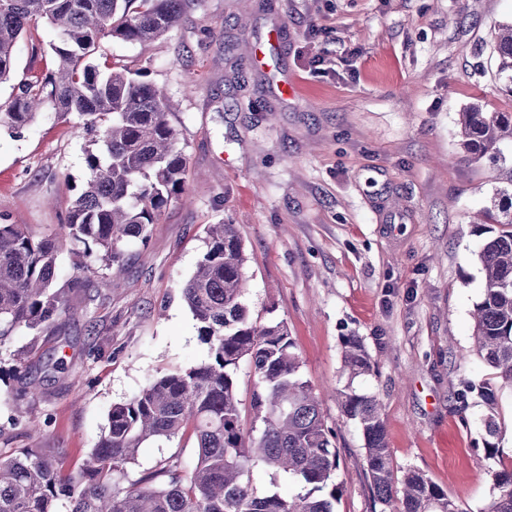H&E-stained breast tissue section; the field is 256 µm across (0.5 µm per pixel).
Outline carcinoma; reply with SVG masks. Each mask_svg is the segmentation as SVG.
I'll return each instance as SVG.
<instances>
[{
	"label": "carcinoma",
	"instance_id": "1",
	"mask_svg": "<svg viewBox=\"0 0 512 512\" xmlns=\"http://www.w3.org/2000/svg\"><path fill=\"white\" fill-rule=\"evenodd\" d=\"M187 0H0V84L11 79L14 49L41 24L60 35L51 46L58 59L49 76L19 82L0 112V127L19 130L46 102L58 114L87 118L96 132L86 151L82 193L59 231L35 237L24 224L0 223V344L20 328L51 332L72 317L68 292L78 278L58 285L64 242L78 247L79 269L107 271L118 286L124 246L144 242L150 226L184 182L187 158L178 146L165 93L137 74L95 62L98 40L112 37L145 43L168 32ZM499 74L512 84V26L497 33ZM466 156H499L512 146V114L470 107L459 113ZM507 188L494 193L483 223L509 229L489 238L478 257L483 295L475 308L478 352L492 379L512 386V168ZM246 255L233 224H210L206 250L181 293L197 322L208 358L184 371L151 380L132 399L112 406L108 424L80 479L66 473L60 448H25L0 456V512H335L340 467L333 433L320 401L299 373L300 362L284 322L253 321L246 304ZM247 361L257 382L251 397L253 422H241L235 373ZM344 368L352 376L375 362L356 336L343 341ZM341 409L363 434L367 476L375 498L398 499V512H465L429 478L410 471L395 475L375 395L345 389ZM197 439V462L183 474L175 457L126 488L127 465L150 438L186 432ZM265 470L271 483L286 477L307 487L285 498L260 494L251 473ZM495 495L482 512H512V464L492 473Z\"/></svg>",
	"mask_w": 512,
	"mask_h": 512
}]
</instances>
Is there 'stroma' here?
<instances>
[{
    "label": "stroma",
    "mask_w": 512,
    "mask_h": 512,
    "mask_svg": "<svg viewBox=\"0 0 512 512\" xmlns=\"http://www.w3.org/2000/svg\"><path fill=\"white\" fill-rule=\"evenodd\" d=\"M510 22L512 0H191L154 41L101 38L99 64L165 89L187 174L148 240L127 243L123 288L92 276L70 293L78 318L0 346V453L59 448L64 469L78 471L113 404L206 359L180 286L207 225L224 222L244 243L252 318L285 322L322 398L340 457L335 512L395 510L374 498L362 433L340 407L347 388L380 398L396 475L420 471L481 512L492 472L512 462V388L496 386L492 406L477 392L490 370L472 317L486 239L472 217L500 188L503 164L463 159L458 118L473 103L512 113V84L490 52ZM56 41L43 24L17 43L0 103L14 83L54 71ZM91 138L83 118L49 105L23 129L0 128V217L37 236L65 223ZM348 336L373 372L344 371ZM29 345L65 363L34 399L18 397L14 372ZM31 420L40 434L22 436ZM172 456L192 470L195 438L147 442L128 482Z\"/></svg>",
    "instance_id": "35a3bbf8"
}]
</instances>
